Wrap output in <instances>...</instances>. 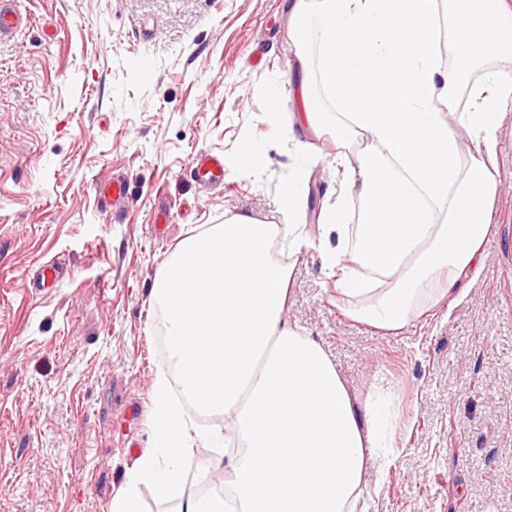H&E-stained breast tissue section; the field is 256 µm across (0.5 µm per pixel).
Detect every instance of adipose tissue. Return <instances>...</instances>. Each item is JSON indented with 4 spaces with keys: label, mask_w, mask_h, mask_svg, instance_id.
<instances>
[{
    "label": "adipose tissue",
    "mask_w": 512,
    "mask_h": 512,
    "mask_svg": "<svg viewBox=\"0 0 512 512\" xmlns=\"http://www.w3.org/2000/svg\"><path fill=\"white\" fill-rule=\"evenodd\" d=\"M314 18L336 114L306 97L300 120L332 122L340 186L320 215L336 237L323 265L349 318L395 335L428 307L461 301L481 273L512 101V0H294V38ZM308 174L296 164L281 189L284 224L230 215L164 260L152 290L166 347L153 445L109 512H142L144 486L172 512H367L369 461L384 472L396 460L394 397L377 386L356 403L320 344L287 320L291 267L273 255L305 244ZM194 410L229 417L225 462H195ZM193 467L232 477L192 496Z\"/></svg>",
    "instance_id": "ef3b65f1"
}]
</instances>
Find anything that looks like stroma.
Returning <instances> with one entry per match:
<instances>
[{
    "instance_id": "35a3bbf8",
    "label": "stroma",
    "mask_w": 512,
    "mask_h": 512,
    "mask_svg": "<svg viewBox=\"0 0 512 512\" xmlns=\"http://www.w3.org/2000/svg\"><path fill=\"white\" fill-rule=\"evenodd\" d=\"M16 5L31 23L0 39V512H108L151 436L163 261L225 215L276 218L300 140L308 246L286 317L358 400L376 382L396 398L376 512H512V102L480 276L386 336L346 317L324 274L336 142L297 124L288 0ZM249 143L266 148L260 169ZM199 153L223 157V184L194 177ZM113 178L116 212L95 201ZM56 260V286L36 288Z\"/></svg>"
}]
</instances>
